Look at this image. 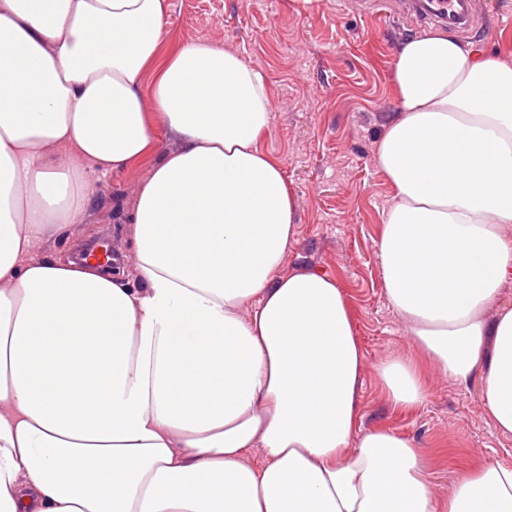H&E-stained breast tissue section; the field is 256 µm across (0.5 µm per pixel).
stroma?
Returning a JSON list of instances; mask_svg holds the SVG:
<instances>
[{
  "mask_svg": "<svg viewBox=\"0 0 512 512\" xmlns=\"http://www.w3.org/2000/svg\"><path fill=\"white\" fill-rule=\"evenodd\" d=\"M165 52L193 42L238 50L261 69L272 90L271 130L261 146L283 169L298 210V238L285 269L332 275L343 289L364 352L362 427L383 426L411 438L431 473L436 499L460 475L492 460L512 464V435L497 432L478 382L462 385L434 367L385 295L379 241L392 204L376 161L382 123L397 107L392 62L398 43L447 22L420 18L399 0H169ZM474 22L457 37L512 60V0H472ZM146 167L97 180L80 237L36 247V258L73 254L83 242L108 239L132 269L126 219ZM415 363L428 385L415 410H394L381 393L377 367Z\"/></svg>",
  "mask_w": 512,
  "mask_h": 512,
  "instance_id": "stroma-1",
  "label": "stroma"
}]
</instances>
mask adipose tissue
<instances>
[{
	"instance_id": "obj_1",
	"label": "adipose tissue",
	"mask_w": 512,
	"mask_h": 512,
	"mask_svg": "<svg viewBox=\"0 0 512 512\" xmlns=\"http://www.w3.org/2000/svg\"><path fill=\"white\" fill-rule=\"evenodd\" d=\"M167 0H0V512H512V466L434 499L419 448L361 430L364 354L342 288L284 270L297 211L259 146L264 74L162 51ZM377 142L393 188L386 297L426 357L480 375L512 434V63L400 41ZM172 146L160 149V138ZM149 163L128 216L138 287L34 258L93 178ZM394 409L419 368H377Z\"/></svg>"
}]
</instances>
